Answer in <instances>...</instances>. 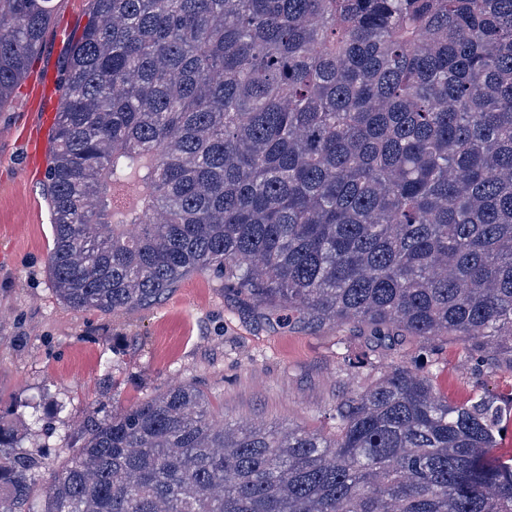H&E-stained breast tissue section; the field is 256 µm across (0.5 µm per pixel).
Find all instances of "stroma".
Wrapping results in <instances>:
<instances>
[{
	"label": "stroma",
	"instance_id": "obj_1",
	"mask_svg": "<svg viewBox=\"0 0 512 512\" xmlns=\"http://www.w3.org/2000/svg\"><path fill=\"white\" fill-rule=\"evenodd\" d=\"M89 11V0H54L29 79L0 109V417L26 430L24 447L45 451L44 479L71 456L75 424L178 382L203 390L212 413L232 426L328 431L341 399L427 344L441 396L512 395L510 354L490 351L465 368L453 335L378 341L360 324H283L210 271L187 275L156 303L115 313L63 304L47 266L54 228L46 171L31 168L21 134L43 124L31 82L60 77Z\"/></svg>",
	"mask_w": 512,
	"mask_h": 512
}]
</instances>
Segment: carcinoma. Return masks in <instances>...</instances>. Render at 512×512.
Segmentation results:
<instances>
[{
	"instance_id": "carcinoma-1",
	"label": "carcinoma",
	"mask_w": 512,
	"mask_h": 512,
	"mask_svg": "<svg viewBox=\"0 0 512 512\" xmlns=\"http://www.w3.org/2000/svg\"><path fill=\"white\" fill-rule=\"evenodd\" d=\"M47 171L58 298L114 313L212 270L284 322L512 353V0H90ZM52 0H0V107ZM336 431L231 428L186 384L78 429L0 419V512H512L507 413L424 359Z\"/></svg>"
}]
</instances>
